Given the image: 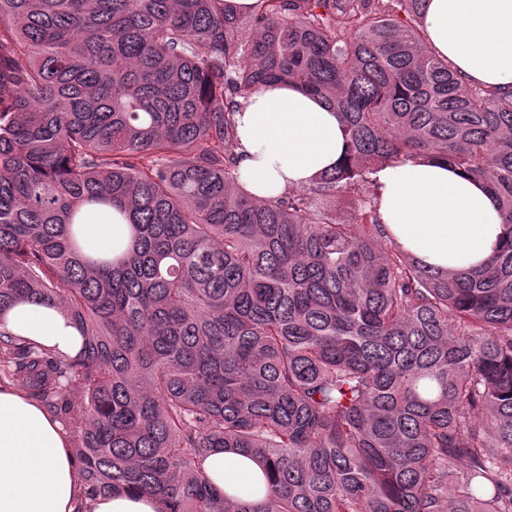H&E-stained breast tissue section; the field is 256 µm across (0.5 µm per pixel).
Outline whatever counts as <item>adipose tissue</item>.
Wrapping results in <instances>:
<instances>
[{
    "label": "adipose tissue",
    "instance_id": "1",
    "mask_svg": "<svg viewBox=\"0 0 512 512\" xmlns=\"http://www.w3.org/2000/svg\"><path fill=\"white\" fill-rule=\"evenodd\" d=\"M429 45L466 83L512 91V0H428ZM236 174L240 188L273 198L334 169L345 151L335 110L295 85L272 83L239 98ZM381 223L435 270L484 266L505 231L489 189L438 159L418 157L374 175ZM78 241L91 256L119 253L130 229L117 209L87 214ZM0 329L73 356L82 336L57 307L22 302L0 313ZM144 493H85L72 435L21 388L0 386V512H160Z\"/></svg>",
    "mask_w": 512,
    "mask_h": 512
}]
</instances>
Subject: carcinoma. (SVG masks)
<instances>
[{"label":"carcinoma","instance_id":"cac0c4a2","mask_svg":"<svg viewBox=\"0 0 512 512\" xmlns=\"http://www.w3.org/2000/svg\"><path fill=\"white\" fill-rule=\"evenodd\" d=\"M427 0H0V313L56 305L74 357L0 330V371L55 416L81 394L87 495L163 512H512V91L461 83ZM293 82L346 153L259 199L237 98ZM434 157L485 181L506 237L432 271L378 218V169ZM86 205L129 220L92 258ZM222 448L264 483L220 493ZM240 468L253 473L259 479H263L261 467L250 459L241 455L224 452L217 449L203 463V469L212 483L222 492L230 489L227 483L228 468Z\"/></svg>","mask_w":512,"mask_h":512}]
</instances>
